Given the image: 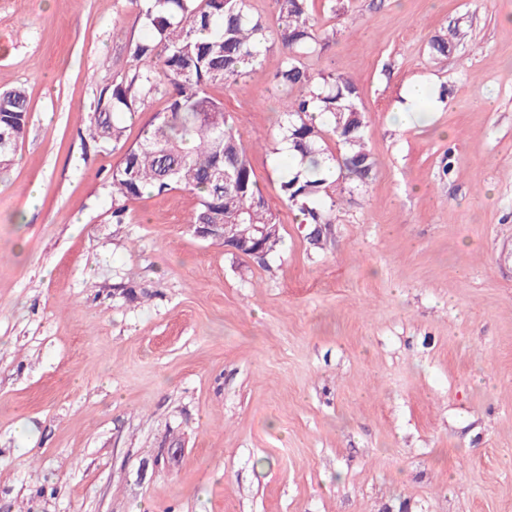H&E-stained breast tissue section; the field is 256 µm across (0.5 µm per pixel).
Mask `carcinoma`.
Wrapping results in <instances>:
<instances>
[{"mask_svg": "<svg viewBox=\"0 0 512 512\" xmlns=\"http://www.w3.org/2000/svg\"><path fill=\"white\" fill-rule=\"evenodd\" d=\"M150 34L127 44L128 75L112 81L88 113L95 144L123 139L119 114L135 115L157 96L167 107L144 127L142 138L127 147L112 168V223H131V204L148 191L157 195L186 190L200 195L188 224L215 225L210 239L230 242L240 254L258 261L277 250L281 229L254 179L247 147L241 142L224 102L210 89L230 86L262 65L278 46L277 87L285 95L282 138L302 168L283 175L281 191L309 224H333L336 203L321 201L331 163L348 177L366 182L375 160L365 148L361 91L346 76L313 73L305 59L329 43L330 34L310 16V0H276L278 26L270 34L247 0H130ZM29 101L25 89L0 91V171L15 160L25 138ZM333 133L347 147L336 160L324 143ZM271 225L263 254L241 245L236 233L250 225Z\"/></svg>", "mask_w": 512, "mask_h": 512, "instance_id": "1", "label": "carcinoma"}]
</instances>
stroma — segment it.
Here are the masks:
<instances>
[{"instance_id":"obj_1","label":"stroma","mask_w":512,"mask_h":512,"mask_svg":"<svg viewBox=\"0 0 512 512\" xmlns=\"http://www.w3.org/2000/svg\"><path fill=\"white\" fill-rule=\"evenodd\" d=\"M310 13L376 168L329 181L311 240L279 51L214 89L282 224L260 262L198 237L188 191L113 223L108 175L166 106L84 141L148 32L127 0H0V89L30 101L0 176V512H512V0ZM418 81L445 100L396 123Z\"/></svg>"}]
</instances>
